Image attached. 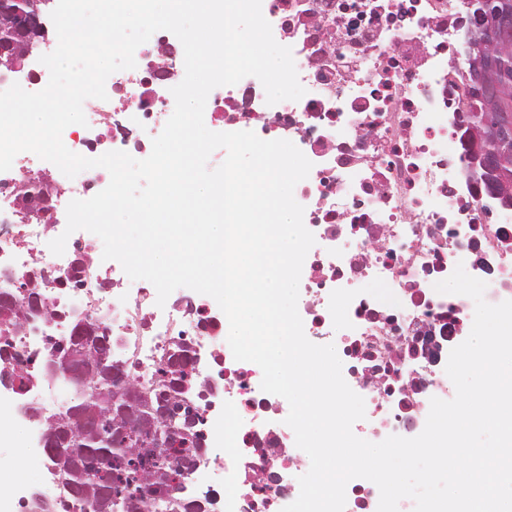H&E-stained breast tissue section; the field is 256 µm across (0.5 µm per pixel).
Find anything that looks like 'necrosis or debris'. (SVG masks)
I'll return each mask as SVG.
<instances>
[{"label":"necrosis or debris","instance_id":"1","mask_svg":"<svg viewBox=\"0 0 512 512\" xmlns=\"http://www.w3.org/2000/svg\"><path fill=\"white\" fill-rule=\"evenodd\" d=\"M471 10L470 0H262L275 40L292 50L305 95L270 105L261 82L248 76L213 89L206 102L211 124L286 132L312 163L294 188L315 238L298 312L309 340L335 337L343 377L365 402L368 427L359 436L371 442L419 435L431 398L449 395L446 364L434 351L468 337L473 308L469 297L438 293L435 283L460 264L486 282L488 303L512 300V210L485 192L462 136ZM135 59L136 68L108 77L106 99L84 102L86 125L62 134L69 150L91 158L86 137L108 148L134 130L144 134L137 149L151 150L185 70L175 68L159 85L144 83L149 68L168 62L156 35ZM30 158L19 153L0 172V181L11 183L0 193V224L14 229L0 237V293L22 283L39 305L0 342V365L18 373L13 384H0V446L23 450L0 494V512H24L31 491L49 478L42 446L44 417L53 411L49 394L70 385L68 373L48 371L49 343L87 321L111 336L114 364L130 367L145 388L154 387L155 368L173 353L177 326L193 336L197 376L223 360L222 395L206 402L183 392L199 418L201 448L173 495L193 502L219 475L224 512H281L284 501L298 498L295 476L310 458L279 417L285 398L262 391L260 367L235 360L225 344L227 318L217 302L202 294L191 310L172 299L157 306L156 290L130 280L114 260L94 261L111 288L89 285L78 262L93 261L98 236L80 231L57 256L48 243L62 235V225L21 219L18 194L35 176ZM47 181L58 194L88 199L109 178L95 167Z\"/></svg>","mask_w":512,"mask_h":512}]
</instances>
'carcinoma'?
Wrapping results in <instances>:
<instances>
[{"mask_svg":"<svg viewBox=\"0 0 512 512\" xmlns=\"http://www.w3.org/2000/svg\"><path fill=\"white\" fill-rule=\"evenodd\" d=\"M496 97L512 99V71L500 83L488 84L471 94L473 110L464 137L473 161L482 156L483 146L476 145L472 125L479 123L478 115L487 112L486 106ZM23 318V305L6 310L0 306L1 331L10 332ZM109 343L110 337L94 324L78 323L73 335L55 347L57 351L71 352L68 368L72 374L79 376L96 369L90 382L104 395L99 404L92 401V395L78 391L63 412L46 419V431L52 441L47 451L56 477L68 487L91 492L93 512H156V502L163 499L168 500L171 512H179L182 503L170 496V489L195 465L199 449L196 435L188 427L169 448L149 447L148 437L155 411L166 409L173 418L181 409L180 386L192 379L185 370L191 359L189 348L182 347L181 354L170 356L159 368L161 386L145 394L138 403L142 407L140 415L131 419L128 410L133 404L116 391L112 360L101 364L88 358L89 351L103 349ZM202 384L203 380H194V390L200 391ZM82 423L89 431L77 440L74 429Z\"/></svg>","mask_w":512,"mask_h":512,"instance_id":"carcinoma-1","label":"carcinoma"}]
</instances>
